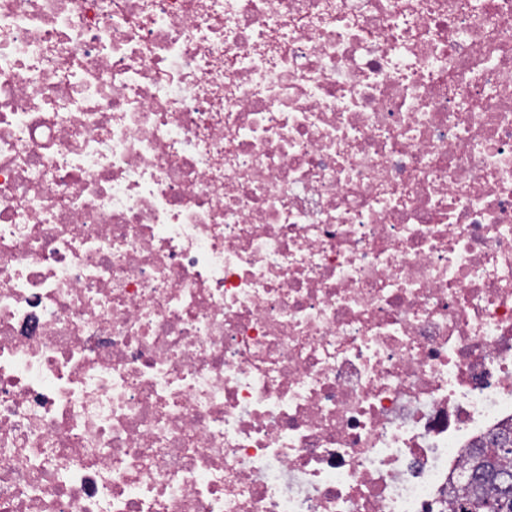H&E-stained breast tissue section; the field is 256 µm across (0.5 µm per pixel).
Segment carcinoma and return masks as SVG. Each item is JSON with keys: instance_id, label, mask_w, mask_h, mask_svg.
<instances>
[{"instance_id": "1", "label": "carcinoma", "mask_w": 512, "mask_h": 512, "mask_svg": "<svg viewBox=\"0 0 512 512\" xmlns=\"http://www.w3.org/2000/svg\"><path fill=\"white\" fill-rule=\"evenodd\" d=\"M512 427L490 433L476 443L465 462V472L473 478L463 480L456 491L454 512H486L494 502L497 512H512Z\"/></svg>"}]
</instances>
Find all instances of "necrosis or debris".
Masks as SVG:
<instances>
[{"label":"necrosis or debris","instance_id":"obj_1","mask_svg":"<svg viewBox=\"0 0 512 512\" xmlns=\"http://www.w3.org/2000/svg\"><path fill=\"white\" fill-rule=\"evenodd\" d=\"M512 421V0H0V512H450Z\"/></svg>","mask_w":512,"mask_h":512}]
</instances>
